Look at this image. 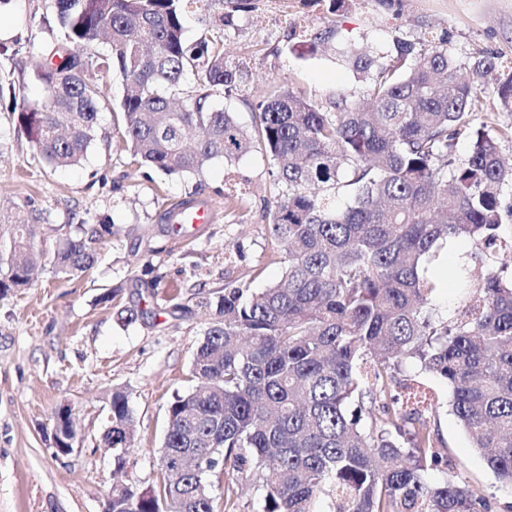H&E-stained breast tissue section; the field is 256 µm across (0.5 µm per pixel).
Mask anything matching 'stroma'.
<instances>
[{
    "mask_svg": "<svg viewBox=\"0 0 512 512\" xmlns=\"http://www.w3.org/2000/svg\"><path fill=\"white\" fill-rule=\"evenodd\" d=\"M53 0H6L0 5V79L23 81L25 101L42 99L36 71L45 45L63 38L49 29ZM252 12L234 13L224 28V51L245 78L232 93L215 91L211 103L251 127V106L268 84L287 82L320 102L339 92H360V74L339 52L381 54L397 42L445 35L460 63L498 57L512 67V0H252ZM333 30L329 46L305 54L310 34ZM104 101L94 139L80 164L44 161L11 110L0 102V221L41 213L46 255L34 288L0 295V512H103L110 489L112 450L108 426L113 387L126 388L136 419V443L122 480L140 489L158 478L159 447L167 407L186 393L193 354L209 315L202 300L231 282L257 292L275 283L283 264L271 238L266 201L277 189L264 150L252 148L232 162L212 159L201 176L165 174L134 162L118 130L120 78L100 82ZM237 198L228 203L227 191ZM207 200L214 223L193 237L160 234L164 210L187 198ZM109 221L112 236L99 248L92 270L79 276L55 271L48 257L80 224ZM160 281L155 297L135 282ZM120 288L115 303L100 294ZM144 308L143 318L122 323L115 306ZM427 397L438 405L431 424L450 472L497 505L512 502L485 457L448 408V386L424 375ZM70 405L79 435L71 452L52 446L53 412Z\"/></svg>",
    "mask_w": 512,
    "mask_h": 512,
    "instance_id": "obj_1",
    "label": "stroma"
}]
</instances>
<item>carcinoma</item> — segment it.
<instances>
[{
	"label": "carcinoma",
	"instance_id": "1",
	"mask_svg": "<svg viewBox=\"0 0 512 512\" xmlns=\"http://www.w3.org/2000/svg\"><path fill=\"white\" fill-rule=\"evenodd\" d=\"M54 2L64 39L44 49L41 102L18 112L42 159L86 156L103 73L124 82L123 137L143 163L198 175L256 142L281 188L271 201L281 279L249 295L227 283L206 299L211 317L193 358L201 385L168 406L160 481L113 484L112 512H231V495H216L206 475L245 469L264 492L262 512H317L323 491L332 512H494L452 475L428 481L448 458L407 366L447 382L450 412L512 488V166L500 152L512 124L484 111L480 82L496 57L468 62L466 82L443 36L379 55L343 51L370 75L368 103L338 93L319 104L274 82L248 131L210 102L242 78L224 58V25L248 0H225L216 32L195 45L183 22L199 0ZM187 71L194 90L176 106ZM492 94L512 113V73ZM462 135L469 151L457 160ZM41 221L32 212L0 240V294L33 287ZM110 235L112 225L89 224L52 263L85 272ZM457 241L471 246L469 262L441 265ZM446 281L469 288L453 318L430 304ZM72 418L55 410V447H73ZM104 441L124 471L135 443L124 388L112 389Z\"/></svg>",
	"mask_w": 512,
	"mask_h": 512
}]
</instances>
